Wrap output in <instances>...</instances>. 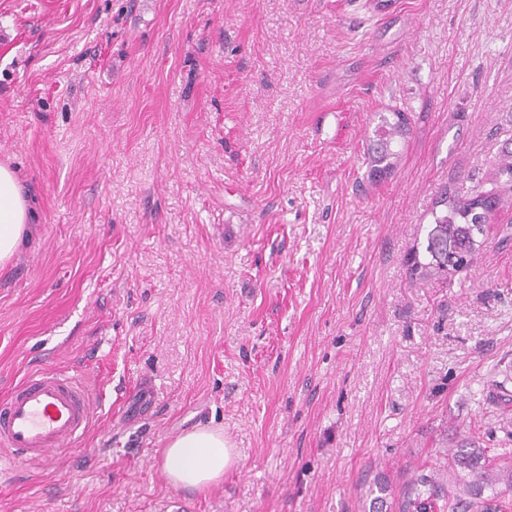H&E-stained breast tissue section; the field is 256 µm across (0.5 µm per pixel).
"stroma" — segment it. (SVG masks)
I'll list each match as a JSON object with an SVG mask.
<instances>
[{"instance_id": "stroma-1", "label": "stroma", "mask_w": 512, "mask_h": 512, "mask_svg": "<svg viewBox=\"0 0 512 512\" xmlns=\"http://www.w3.org/2000/svg\"><path fill=\"white\" fill-rule=\"evenodd\" d=\"M411 133L367 177L378 113ZM512 0H0V393L80 364L94 420L0 512H368L512 450ZM500 202L430 263L442 192ZM199 425L238 463L173 487ZM24 185L15 170L0 166V266L16 255L29 224ZM237 464V455L219 427L197 426L171 438L161 452V468L174 487L195 490L217 484Z\"/></svg>"}]
</instances>
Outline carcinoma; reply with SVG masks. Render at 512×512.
Returning a JSON list of instances; mask_svg holds the SVG:
<instances>
[{"label":"carcinoma","mask_w":512,"mask_h":512,"mask_svg":"<svg viewBox=\"0 0 512 512\" xmlns=\"http://www.w3.org/2000/svg\"><path fill=\"white\" fill-rule=\"evenodd\" d=\"M376 139L370 147L369 159L371 174L392 171L399 160L398 146L405 143L410 134L407 116L401 112L393 113V119L381 117V123L375 130ZM495 194L477 191L468 198L451 197L448 193L441 194L437 204L444 210L435 216V223L448 227V233L455 239L458 255L449 259L458 265L461 256L472 252L476 234L482 232V214L475 212L480 205L485 211L493 209ZM454 466L471 475L468 481L472 500L463 504L455 499L448 500V512H508L512 507V499L506 493L512 492V457L505 454L499 462H494L483 448L471 450L461 449L453 455ZM491 487L492 496L485 497L486 487ZM435 496V488L426 479L417 480L414 498L406 500L402 509L414 508L415 512H428Z\"/></svg>","instance_id":"1"}]
</instances>
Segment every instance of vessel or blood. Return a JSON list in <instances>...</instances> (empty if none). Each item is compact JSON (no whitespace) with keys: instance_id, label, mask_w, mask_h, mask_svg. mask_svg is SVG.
<instances>
[{"instance_id":"b4317fda","label":"vessel or blood","mask_w":512,"mask_h":512,"mask_svg":"<svg viewBox=\"0 0 512 512\" xmlns=\"http://www.w3.org/2000/svg\"><path fill=\"white\" fill-rule=\"evenodd\" d=\"M91 421L89 397L74 376L61 371L28 374L0 399V460L54 466Z\"/></svg>"}]
</instances>
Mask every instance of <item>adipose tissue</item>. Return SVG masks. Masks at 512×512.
Here are the masks:
<instances>
[{
    "instance_id": "ef3b65f1",
    "label": "adipose tissue",
    "mask_w": 512,
    "mask_h": 512,
    "mask_svg": "<svg viewBox=\"0 0 512 512\" xmlns=\"http://www.w3.org/2000/svg\"><path fill=\"white\" fill-rule=\"evenodd\" d=\"M30 219L28 198L15 170L0 166V266L16 255ZM237 464V455L219 427L198 426L171 438L161 468L175 487L206 489Z\"/></svg>"
}]
</instances>
